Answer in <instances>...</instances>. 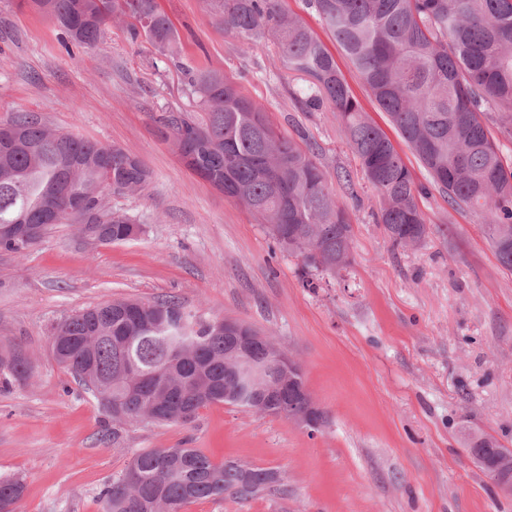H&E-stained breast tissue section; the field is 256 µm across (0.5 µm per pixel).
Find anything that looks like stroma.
<instances>
[{
	"instance_id": "1",
	"label": "stroma",
	"mask_w": 512,
	"mask_h": 512,
	"mask_svg": "<svg viewBox=\"0 0 512 512\" xmlns=\"http://www.w3.org/2000/svg\"><path fill=\"white\" fill-rule=\"evenodd\" d=\"M157 3L174 26L169 52L131 36L127 17L96 47L69 49L25 0H0V122L36 113L50 129L124 148L151 173L145 191L111 200L141 225L136 238L96 245L57 224L26 253L0 251V350H22L33 367L0 392V477L26 482L17 512H102L103 487L146 448H200L281 476L249 500L181 512H512V495L469 450L480 433L512 450V272L480 217L431 192L419 200L426 242L393 247L334 113L301 108L294 94L306 78L288 70L276 40L241 50L217 0ZM205 69L260 102L277 130L320 148L354 250L348 267L316 273V288L160 136L159 115L197 111L189 82ZM166 296L272 337L300 363L323 426L312 433L218 403L186 427L142 422L103 438L105 413L53 359L52 328L104 302Z\"/></svg>"
}]
</instances>
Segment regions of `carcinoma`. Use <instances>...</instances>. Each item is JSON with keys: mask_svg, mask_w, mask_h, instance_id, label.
I'll return each mask as SVG.
<instances>
[{"mask_svg": "<svg viewBox=\"0 0 512 512\" xmlns=\"http://www.w3.org/2000/svg\"><path fill=\"white\" fill-rule=\"evenodd\" d=\"M75 44L94 47L114 16L135 21L161 48L174 30L156 0H31ZM350 70L398 137L427 171L415 181L393 140L364 112L335 56L282 0H221L219 23L243 49L271 34L288 69L307 78L299 101L336 113L345 144L380 202V223L395 246L408 237L423 244L427 220L418 198L438 191L454 211L480 214L494 254L512 271V246L496 240L512 232V0H308ZM202 114L165 112L157 118L185 166L254 215L279 247L301 261L303 286L312 269L331 271L353 260V224L330 190L318 149L281 134L263 106L223 73L191 79ZM22 131L21 144L0 150V228L44 224L68 202L86 205V238L129 240L131 224L109 207L112 194L143 189L145 166L123 148L48 128L35 114L5 122ZM34 243L0 233V251L22 254ZM317 247L323 262L308 252ZM54 359L94 394L112 430L152 416L159 424L196 417L232 400L251 407H302L295 387L269 392L237 375L231 347L216 320H206L174 297L121 300L79 311L54 327ZM266 384L281 379L267 352ZM31 367L18 349L0 353V391L26 380ZM279 482L276 472L214 462L199 448H147L100 493L103 512H181L189 502L229 493L250 499ZM21 477L0 478V512H14Z\"/></svg>", "mask_w": 512, "mask_h": 512, "instance_id": "carcinoma-1", "label": "carcinoma"}]
</instances>
